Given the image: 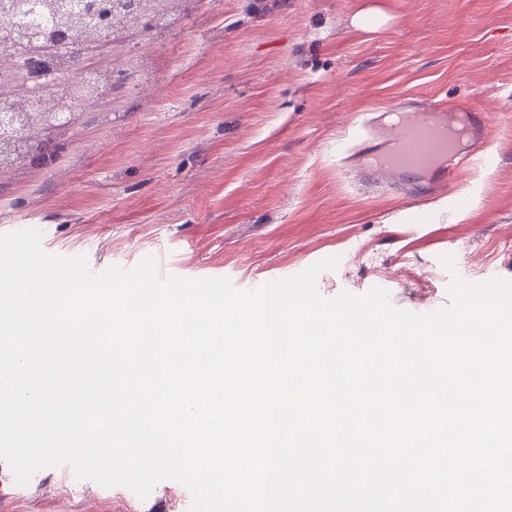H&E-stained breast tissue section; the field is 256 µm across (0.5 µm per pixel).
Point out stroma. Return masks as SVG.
Listing matches in <instances>:
<instances>
[{"label": "stroma", "mask_w": 512, "mask_h": 512, "mask_svg": "<svg viewBox=\"0 0 512 512\" xmlns=\"http://www.w3.org/2000/svg\"><path fill=\"white\" fill-rule=\"evenodd\" d=\"M104 62L112 96L73 143L0 174V234L38 230L44 254L94 272L150 258L158 278L240 291L335 256L321 297L380 287L422 316L453 279L512 282V0H179ZM466 98L490 124L472 167L363 178L380 115ZM192 497L167 479L132 500L55 467L21 484L0 461V512H192Z\"/></svg>", "instance_id": "1"}]
</instances>
